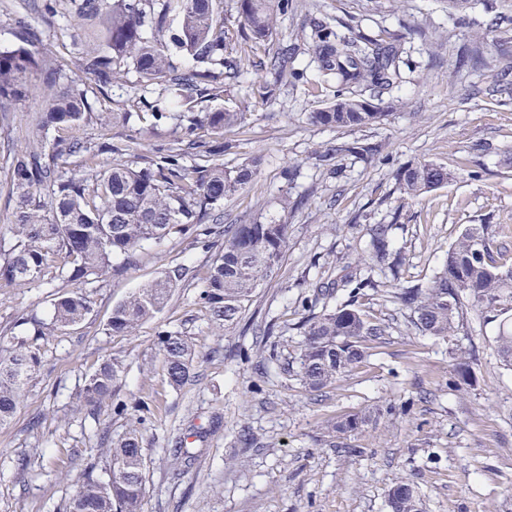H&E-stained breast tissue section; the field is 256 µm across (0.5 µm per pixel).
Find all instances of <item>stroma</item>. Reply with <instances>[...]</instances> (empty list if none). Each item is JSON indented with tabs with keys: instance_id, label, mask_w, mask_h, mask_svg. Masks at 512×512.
Segmentation results:
<instances>
[{
	"instance_id": "stroma-1",
	"label": "stroma",
	"mask_w": 512,
	"mask_h": 512,
	"mask_svg": "<svg viewBox=\"0 0 512 512\" xmlns=\"http://www.w3.org/2000/svg\"><path fill=\"white\" fill-rule=\"evenodd\" d=\"M43 4L0 0V49L17 45L15 18L24 16L53 50L61 75L83 82L94 115L71 137L136 142L124 156L134 167L176 146L173 125L118 118L130 96L141 91L150 99L157 88L141 89L132 73L99 88L82 68L87 35L74 27L69 0H57L52 14ZM315 17L346 34L417 29L402 46V79L383 95L379 122L332 128L310 121L336 92L335 82L319 83L312 51L300 41ZM511 29L503 0H474L463 16L449 14L446 0H300L280 16L274 41L297 45L298 78L275 83L260 100L251 87L261 74L251 70L224 99L200 109L243 112L242 123L224 132L233 149L220 161L228 168L254 161L258 173L226 202L224 221H284L281 263L225 333L210 328L197 303L195 275L212 258L202 245L173 239L146 246L127 274L102 282L76 330L41 341L42 366L0 427V512H68L74 483L104 464L98 448L133 427L147 460L144 512H388V490L401 478L415 484L422 512H512V369L495 351V324L470 320L457 336H424L397 298L401 286L434 275L466 225H489L495 248L512 257V42L503 40ZM478 35L498 66L457 67ZM45 99L44 86H36L0 121V230L9 217L11 158L36 136ZM356 141L375 153L345 152ZM419 162L446 166L455 177L410 200L394 174ZM378 224L391 227L403 257L398 270L366 262ZM176 264L188 273L165 311L137 335L109 334L113 306ZM348 274L372 284L351 290L342 283ZM320 283L331 290L326 305L353 302L387 323L389 334L356 369L312 392L288 367L305 303ZM50 299L47 288L0 292V332L26 334L14 324L17 314L47 316ZM164 329L197 343V376L180 389L164 376ZM471 353L475 388L451 390L457 363ZM111 355L124 363L114 398L126 411L75 412L84 375ZM352 414L368 415L367 425L331 444L326 426ZM179 441L192 459L177 465L171 450Z\"/></svg>"
}]
</instances>
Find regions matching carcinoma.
<instances>
[{"instance_id":"1","label":"carcinoma","mask_w":512,"mask_h":512,"mask_svg":"<svg viewBox=\"0 0 512 512\" xmlns=\"http://www.w3.org/2000/svg\"><path fill=\"white\" fill-rule=\"evenodd\" d=\"M218 0H72L82 25L98 27L101 44L83 51V69L101 86L112 83L122 67L133 69L144 84L164 86L169 100L145 104L144 112H119L124 121L169 122L189 139L199 161L184 163L183 149L131 167L118 156L131 149L102 142L50 137L92 119L86 92L74 80L60 81L54 53L42 44L25 21H19L20 44L0 50V112L29 97L37 81L51 90L37 120L38 138L13 154L8 169L10 224L0 234V291L53 288L51 316L45 321L31 312L19 318L29 326L25 336H0V425L7 423L42 363L39 340L67 334L93 310L88 289L105 278L123 275L151 243L190 239L215 250L199 279L198 302L213 329L233 326L253 293L278 267L288 244V225L256 220L224 226V204L245 191L256 175L255 164L226 168L214 157L228 149L224 129L238 124L242 112L199 111L204 98L224 97L239 83L245 67L266 71L279 81L297 78L286 46H273L277 16L297 8L294 0H237V22L218 13ZM177 26H171V20ZM314 61L321 76L336 80V99L310 113V121L328 127L375 123L383 113L369 112L365 99L343 89L363 86L376 95L397 83L396 42L403 39L385 29L341 34L327 21L312 23ZM263 56L257 57V51ZM488 64L478 44L464 50L458 65ZM205 130L210 140L195 139ZM115 154L103 165L99 156ZM75 168L64 171L70 159ZM448 168L432 162L407 166L396 173L403 194L416 198L451 180ZM487 224H469L449 247L443 267L424 286H403L402 305L414 316L417 330L436 338L457 335L464 318L498 322L494 343L502 364L512 368V262L487 260L493 242ZM372 259L399 265L389 249L387 228L375 230ZM186 268L162 270L112 308L108 331L133 336L168 305ZM297 371L302 384L319 390L352 371L365 356L368 343L387 334V326L362 314L349 302L302 321ZM159 353L170 386L180 388L194 378L198 357L193 338L161 330ZM122 369L116 357L106 359L84 377L79 406L97 414L114 406L112 388ZM468 362L458 365L451 387L473 386ZM366 418L348 416L328 429L331 437L350 436ZM101 472L83 474L75 485L69 512H143L147 461L137 429L112 447L101 449ZM389 512H420L411 483L401 479L388 491Z\"/></svg>"}]
</instances>
